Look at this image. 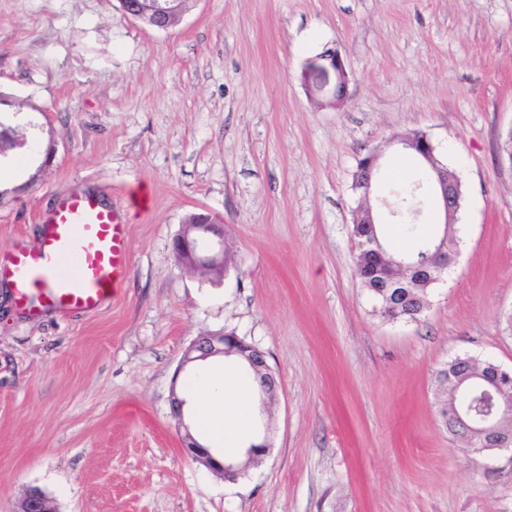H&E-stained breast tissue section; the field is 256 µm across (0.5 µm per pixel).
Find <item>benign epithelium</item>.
Wrapping results in <instances>:
<instances>
[{
    "mask_svg": "<svg viewBox=\"0 0 512 512\" xmlns=\"http://www.w3.org/2000/svg\"><path fill=\"white\" fill-rule=\"evenodd\" d=\"M122 10L142 23L161 29L167 28L170 14H179L183 4L180 0H119ZM303 80L313 85L318 91L329 93V103L343 101L347 95L349 74L344 58L334 50H325L310 60L303 72ZM382 151L368 157L357 168V178L370 196L372 186L377 178ZM429 190L436 208L443 218L453 217L460 207V198L456 180L448 175V168L432 165L428 171ZM357 224H378L379 215L373 207L364 202L356 209ZM223 238V225L216 223L208 213L195 215V223L184 224L174 237L172 250L177 263L190 271L201 274L221 273L224 271V248L211 254L201 252L202 243L209 236ZM454 250L441 244L433 253L426 256L420 264L408 266V270L424 277L431 268L445 271L454 260ZM231 351L222 333L199 337L186 350L181 366L195 360H205L212 356L223 355ZM254 374L258 384L263 388L275 385V378L267 363L264 352L246 345L237 349ZM452 386L451 407L448 421L465 429L479 439V448L475 452L510 451L512 452V428L505 427L502 419H512V393L504 391L502 385L490 382L482 375L468 369L464 373L449 378ZM480 395L490 399L491 406L483 414L476 415L469 404V398ZM183 448L197 462L214 473L227 478H235L238 471L232 462L215 457L208 447L199 443L192 435L183 438ZM16 512H57L52 500L41 490L31 489L19 501Z\"/></svg>",
    "mask_w": 512,
    "mask_h": 512,
    "instance_id": "7a95c632",
    "label": "benign epithelium"
}]
</instances>
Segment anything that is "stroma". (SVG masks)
<instances>
[{
	"label": "stroma",
	"instance_id": "stroma-1",
	"mask_svg": "<svg viewBox=\"0 0 512 512\" xmlns=\"http://www.w3.org/2000/svg\"><path fill=\"white\" fill-rule=\"evenodd\" d=\"M338 50L339 105L306 62ZM0 124L42 151L0 193V256L36 244L59 192L129 222L130 269L97 310L30 318L0 289V512L32 487L58 512H512V459L440 424L433 377L458 356L512 370V0H186L146 26L118 0H0ZM427 134L464 187L456 264L416 321L354 271L359 158L372 205L426 173ZM236 266L181 268L190 213ZM235 332L276 378L270 448L231 480L182 447L185 350Z\"/></svg>",
	"mask_w": 512,
	"mask_h": 512
}]
</instances>
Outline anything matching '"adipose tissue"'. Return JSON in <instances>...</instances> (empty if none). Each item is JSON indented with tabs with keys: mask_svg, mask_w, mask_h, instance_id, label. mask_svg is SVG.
<instances>
[{
	"mask_svg": "<svg viewBox=\"0 0 512 512\" xmlns=\"http://www.w3.org/2000/svg\"><path fill=\"white\" fill-rule=\"evenodd\" d=\"M186 406L190 424L207 428L223 440L226 419L248 425L258 406L255 391L234 372L226 371L220 357L195 362L187 382Z\"/></svg>",
	"mask_w": 512,
	"mask_h": 512,
	"instance_id": "obj_1",
	"label": "adipose tissue"
}]
</instances>
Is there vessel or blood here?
<instances>
[{
    "label": "vessel or blood",
    "mask_w": 512,
    "mask_h": 512,
    "mask_svg": "<svg viewBox=\"0 0 512 512\" xmlns=\"http://www.w3.org/2000/svg\"><path fill=\"white\" fill-rule=\"evenodd\" d=\"M129 226L91 192L62 193L36 245L17 243L0 277L10 279L19 308L32 317L92 312L126 279Z\"/></svg>",
    "instance_id": "1"
}]
</instances>
